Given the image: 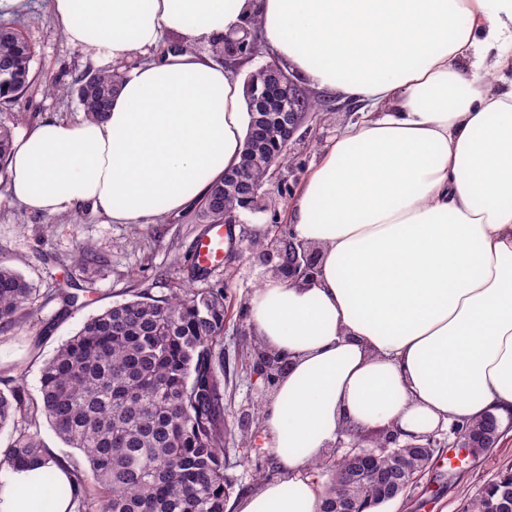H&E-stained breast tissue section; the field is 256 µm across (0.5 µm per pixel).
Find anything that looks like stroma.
Segmentation results:
<instances>
[{
	"label": "stroma",
	"mask_w": 512,
	"mask_h": 512,
	"mask_svg": "<svg viewBox=\"0 0 512 512\" xmlns=\"http://www.w3.org/2000/svg\"><path fill=\"white\" fill-rule=\"evenodd\" d=\"M0 25L18 30L33 47L34 81L17 102L0 104V122L21 135L54 117L81 121L85 112L71 87L85 70L103 69L91 54L70 46L62 35L50 0H22L10 12H0ZM315 104L298 128L284 159L273 167L261 188L258 209L239 210L233 240L224 264L188 280L195 263V246L206 222L200 203L154 224H115L90 206L57 216L29 213L12 201L8 174L0 173V263L19 271L34 287L27 317L0 329V391L24 386L38 399L40 372L60 343L73 336L84 321L113 303L137 293L160 298L170 289L224 291V438L227 474L234 496L255 490L256 473L264 468L270 479L281 473L261 446V421L245 423L242 410L262 408L273 389L254 381L243 351L251 339L248 301L271 268L267 246L285 247L290 232L286 212L290 201L325 149L349 124L359 120L361 105L336 92L300 82ZM93 261L80 264L81 252ZM74 292L76 305L62 310L56 295ZM512 467V434L495 448L463 460L452 471L429 466L404 497L383 505L380 512H465L476 491L500 469Z\"/></svg>",
	"instance_id": "obj_1"
}]
</instances>
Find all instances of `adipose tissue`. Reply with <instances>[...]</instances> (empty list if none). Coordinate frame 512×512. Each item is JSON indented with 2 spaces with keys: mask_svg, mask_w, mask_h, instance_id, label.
<instances>
[{
  "mask_svg": "<svg viewBox=\"0 0 512 512\" xmlns=\"http://www.w3.org/2000/svg\"><path fill=\"white\" fill-rule=\"evenodd\" d=\"M51 3L71 46L128 69L105 119H48L15 142L11 194L30 213L88 204L150 224L205 197L251 118L241 81L195 48L253 17L293 72L368 109L288 210L316 274L267 279L248 302L253 336L288 362L262 413L282 476L236 512H321L308 468L346 428L512 416V0ZM52 481L69 475L1 467L0 512H73Z\"/></svg>",
  "mask_w": 512,
  "mask_h": 512,
  "instance_id": "1",
  "label": "adipose tissue"
}]
</instances>
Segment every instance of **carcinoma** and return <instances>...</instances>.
<instances>
[{"label": "carcinoma", "mask_w": 512, "mask_h": 512, "mask_svg": "<svg viewBox=\"0 0 512 512\" xmlns=\"http://www.w3.org/2000/svg\"><path fill=\"white\" fill-rule=\"evenodd\" d=\"M33 48L11 27H0V101L17 100L30 86ZM122 78L88 71L74 92L92 120L104 118ZM13 131L0 124V170L7 169ZM259 153L288 152L282 142L245 140ZM235 167L215 182L203 201L201 217L219 221L244 207L249 185L261 186L267 166L254 165L245 176ZM32 288L17 270L0 264V327L15 323L28 309ZM224 289L178 288L156 299L147 293L89 317L43 366L40 403L29 404L24 389L0 392V429L11 425L17 436L0 453L9 466L53 462L66 467L70 482L54 487L78 503V512H226L231 480L224 458ZM42 413L56 435L78 449L89 464L49 453L30 432L29 420ZM468 427L495 445L509 427L484 417ZM376 456L372 474L353 489L358 509L385 504L382 487L400 469L418 477L434 448L370 447ZM328 476L322 512H336L353 471L342 457L312 463ZM512 497V469L499 472L474 495L467 512H494Z\"/></svg>", "instance_id": "1"}]
</instances>
